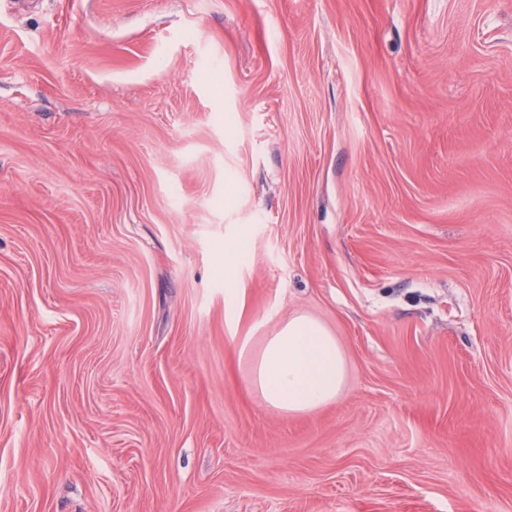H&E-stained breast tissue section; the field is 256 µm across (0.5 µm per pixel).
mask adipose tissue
Masks as SVG:
<instances>
[{
    "label": "adipose tissue",
    "mask_w": 512,
    "mask_h": 512,
    "mask_svg": "<svg viewBox=\"0 0 512 512\" xmlns=\"http://www.w3.org/2000/svg\"><path fill=\"white\" fill-rule=\"evenodd\" d=\"M345 379V353L336 337L314 317L297 314L264 337L249 382L269 407L306 414L335 402Z\"/></svg>",
    "instance_id": "1"
}]
</instances>
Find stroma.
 <instances>
[{
    "label": "stroma",
    "mask_w": 512,
    "mask_h": 512,
    "mask_svg": "<svg viewBox=\"0 0 512 512\" xmlns=\"http://www.w3.org/2000/svg\"><path fill=\"white\" fill-rule=\"evenodd\" d=\"M0 512H512V0H0ZM345 379V353L336 336L314 317L297 314L264 336L249 382L269 407L306 414L335 402Z\"/></svg>",
    "instance_id": "stroma-1"
}]
</instances>
